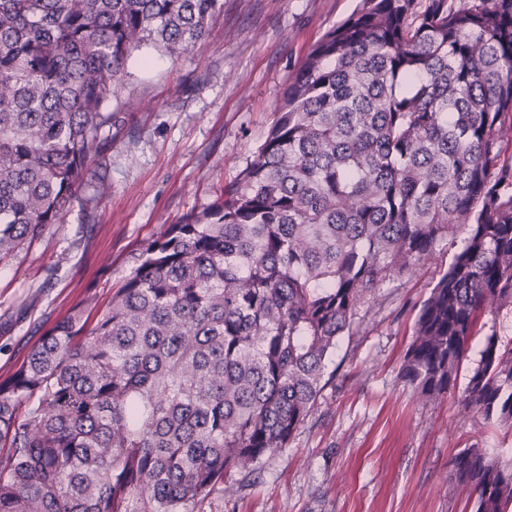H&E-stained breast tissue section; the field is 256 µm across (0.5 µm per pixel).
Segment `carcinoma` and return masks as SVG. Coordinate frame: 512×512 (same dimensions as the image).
Masks as SVG:
<instances>
[{"instance_id":"1","label":"carcinoma","mask_w":512,"mask_h":512,"mask_svg":"<svg viewBox=\"0 0 512 512\" xmlns=\"http://www.w3.org/2000/svg\"><path fill=\"white\" fill-rule=\"evenodd\" d=\"M223 0H0V261L64 223L131 53L180 55ZM512 0H360L284 88L253 160L146 241L93 326L84 303L0 379V512H207L314 409L338 339L460 225L402 375L454 387L480 317L512 306ZM512 428V348L463 390ZM474 512L512 461L465 448Z\"/></svg>"}]
</instances>
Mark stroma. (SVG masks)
<instances>
[{
  "label": "stroma",
  "mask_w": 512,
  "mask_h": 512,
  "mask_svg": "<svg viewBox=\"0 0 512 512\" xmlns=\"http://www.w3.org/2000/svg\"><path fill=\"white\" fill-rule=\"evenodd\" d=\"M358 0H224L207 37L172 56L132 53L106 111L104 156L74 204L0 265V378L76 303L88 324L108 306L143 242L201 210L264 142L276 103L308 50ZM467 236L457 229L416 271L387 281L358 311L326 363L317 404L257 477L228 473L214 512H472L474 497L450 481L466 448L512 459V429L462 401L484 345L474 336L456 387L416 394L402 376L415 320Z\"/></svg>",
  "instance_id": "1"
}]
</instances>
